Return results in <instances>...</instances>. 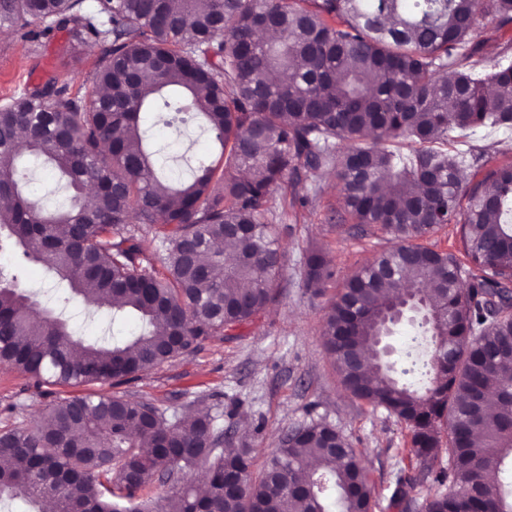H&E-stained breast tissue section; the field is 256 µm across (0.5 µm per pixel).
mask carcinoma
Here are the masks:
<instances>
[{
  "label": "carcinoma",
  "instance_id": "cac0c4a2",
  "mask_svg": "<svg viewBox=\"0 0 512 512\" xmlns=\"http://www.w3.org/2000/svg\"><path fill=\"white\" fill-rule=\"evenodd\" d=\"M480 15L512 24V0H0V28L65 31L75 62L102 45L90 102L50 79L0 105V199L10 200L0 236L14 257L0 264V364L51 385H121L251 320L276 299L284 264L272 194L290 189L289 208L304 207L305 181L334 163L351 216L394 241L345 283L323 332L343 387L409 427L407 457L421 470L399 476L394 499L411 509L408 490L444 443L427 512H512L499 483L512 458V164L464 192L463 161L432 147L450 132L512 127V61L478 71ZM151 112L175 114L168 127L180 114L203 119L224 164L201 159L191 180L166 183L143 145ZM394 140L414 148L398 154ZM49 166L71 188L56 211L25 195L26 173ZM137 224L163 227L161 267ZM442 224L460 225L479 271L464 290L455 256L419 243ZM227 239L231 254L215 247ZM22 260L68 283L63 302L104 300L112 318L138 319V333L74 336L22 286ZM303 271L314 295L333 278L316 249ZM403 285L426 302L400 368L420 387L365 357L393 326L385 316ZM217 421L208 411L170 420L108 393L64 398L33 426L0 430L10 461L0 500L49 501L53 512H155L159 501L164 512L374 509L361 455L329 423L294 429L256 475L255 449L223 448ZM157 475L169 491L146 502Z\"/></svg>",
  "mask_w": 512,
  "mask_h": 512
}]
</instances>
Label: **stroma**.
Returning <instances> with one entry per match:
<instances>
[{
    "label": "stroma",
    "mask_w": 512,
    "mask_h": 512,
    "mask_svg": "<svg viewBox=\"0 0 512 512\" xmlns=\"http://www.w3.org/2000/svg\"><path fill=\"white\" fill-rule=\"evenodd\" d=\"M39 29L36 23L26 32L0 29V104L26 85L51 77L76 85L85 82L101 53L100 45L86 46L81 62L69 66L67 35L57 32L42 38ZM474 36L484 43V67H492L503 51L512 52V26L501 28L496 20L481 17ZM143 123L149 149L161 150L167 160V174L185 177L190 158L215 161L220 156L219 144L200 121L175 129L150 114ZM447 149L467 152L463 172L471 184L488 169L512 164V131L482 130L467 139L452 134ZM314 185L311 203L288 218L286 229L279 232L285 264L278 275L277 299L233 336L210 337L194 352L115 387L113 393L152 403L170 416L201 409L218 413L225 447L252 448L260 458L288 431L313 418L325 420L361 453L376 501L374 512H399L390 498L399 469L410 466L398 458L399 449L410 445V432L395 415L343 389L323 336L329 306L345 280L391 243L347 212L334 167L323 168ZM312 248L326 254L334 272L318 297L303 281L302 257ZM24 281L83 339L125 336L132 329L130 321L111 320L78 302H58V283L41 264L27 265ZM94 390L91 384L40 385L28 374L0 364V430L29 427L51 403Z\"/></svg>",
    "instance_id": "obj_1"
}]
</instances>
